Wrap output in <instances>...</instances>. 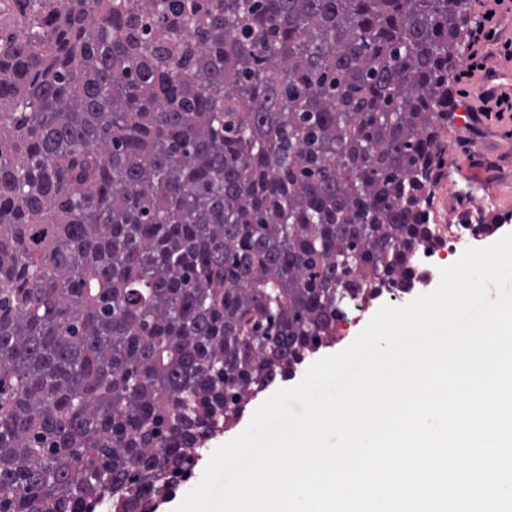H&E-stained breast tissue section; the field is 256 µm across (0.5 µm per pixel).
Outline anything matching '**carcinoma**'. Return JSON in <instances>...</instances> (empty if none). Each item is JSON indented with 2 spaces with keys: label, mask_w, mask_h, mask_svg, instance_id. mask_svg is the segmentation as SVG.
<instances>
[{
  "label": "carcinoma",
  "mask_w": 512,
  "mask_h": 512,
  "mask_svg": "<svg viewBox=\"0 0 512 512\" xmlns=\"http://www.w3.org/2000/svg\"><path fill=\"white\" fill-rule=\"evenodd\" d=\"M460 0H0V512H154L405 293ZM421 251L422 250L415 249L413 254L409 255L408 264L411 267H415L420 261L421 258L419 257V254ZM455 259V255H448V258L445 260L435 259L433 256H422L421 270H424V272L427 271L425 274H427L428 277L426 280L420 279V282L416 283V287L413 288L410 293H400V297L397 298H394L393 296L387 297V293H384L381 297L373 301L372 304H367L369 307H362L359 310H354L349 313L347 316L348 319L344 318V321L339 323V327L337 328V343L330 348L322 349L319 353L306 360L302 365L297 366L295 373H293L291 377L287 378L285 381L275 383L253 399L248 405L240 422L232 430L224 432L223 435L218 436L205 448L201 449V451H204L210 448L208 452L202 453L197 465L193 468L192 476L188 480L181 482L165 500L161 501L156 508V512H174V509L184 498L189 489L200 482L203 472L214 450L240 436L247 429L255 409L267 398H269L278 389L290 388L299 383L307 369L317 360L325 356L337 354L346 349L355 340L382 305L387 303L402 305L408 303L420 294L433 291L440 281L439 268L453 264Z\"/></svg>",
  "instance_id": "obj_1"
}]
</instances>
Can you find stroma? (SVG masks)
<instances>
[{
    "mask_svg": "<svg viewBox=\"0 0 512 512\" xmlns=\"http://www.w3.org/2000/svg\"><path fill=\"white\" fill-rule=\"evenodd\" d=\"M511 44L512 28H507L505 18H498L494 39L485 43L478 57L484 65L483 70L474 72L470 79L456 77L451 82L456 92L454 101L457 114L448 130V149L454 153L455 160L451 166L445 167L442 180L452 185L455 193L437 202L434 218L440 222L461 211L470 197H496L498 205L494 214L499 219L497 230L491 235L469 238L467 244L471 247L489 246L499 236L512 232V119L507 117L478 124L464 119L467 108L480 104L479 95L484 89L486 71H512V53L507 50ZM250 420V415H243L232 430L212 440L209 452L202 454L191 477L161 501L156 512H174L189 489L200 482L210 459V451L240 436Z\"/></svg>",
    "mask_w": 512,
    "mask_h": 512,
    "instance_id": "35a3bbf8",
    "label": "stroma"
}]
</instances>
